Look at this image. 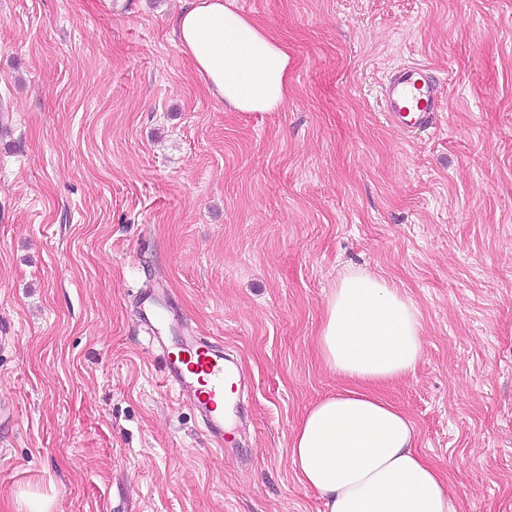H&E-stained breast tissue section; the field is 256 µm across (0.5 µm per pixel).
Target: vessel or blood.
I'll use <instances>...</instances> for the list:
<instances>
[{"label": "vessel or blood", "mask_w": 512, "mask_h": 512, "mask_svg": "<svg viewBox=\"0 0 512 512\" xmlns=\"http://www.w3.org/2000/svg\"><path fill=\"white\" fill-rule=\"evenodd\" d=\"M384 110L404 132L429 128L437 110V86L425 66L398 70L383 91ZM140 314L153 345L163 353L167 385L195 410L215 449L224 447V418L240 396L241 378L224 348L202 336H177V319L163 289L150 288L138 296Z\"/></svg>", "instance_id": "b4317fda"}]
</instances>
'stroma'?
Listing matches in <instances>:
<instances>
[{"instance_id": "1", "label": "stroma", "mask_w": 512, "mask_h": 512, "mask_svg": "<svg viewBox=\"0 0 512 512\" xmlns=\"http://www.w3.org/2000/svg\"><path fill=\"white\" fill-rule=\"evenodd\" d=\"M0 0V512H323L288 459L340 383L316 344L352 269L417 306L386 390L462 512H512V0H235L288 46V99L228 112L187 0ZM440 100L403 133L387 78ZM246 387L218 452L163 382L136 296ZM437 86L423 65L398 70L383 91L384 112L403 132L429 128L437 112Z\"/></svg>"}]
</instances>
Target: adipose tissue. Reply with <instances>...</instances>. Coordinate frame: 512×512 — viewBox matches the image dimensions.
Wrapping results in <instances>:
<instances>
[{
    "label": "adipose tissue",
    "instance_id": "1",
    "mask_svg": "<svg viewBox=\"0 0 512 512\" xmlns=\"http://www.w3.org/2000/svg\"><path fill=\"white\" fill-rule=\"evenodd\" d=\"M233 2L192 0L177 19L178 46L225 107L272 111L288 97V48ZM317 345L341 386L304 414L288 458L325 512H459L439 467L418 451L408 413L381 391L423 355L416 305L386 279L346 274Z\"/></svg>",
    "mask_w": 512,
    "mask_h": 512
}]
</instances>
